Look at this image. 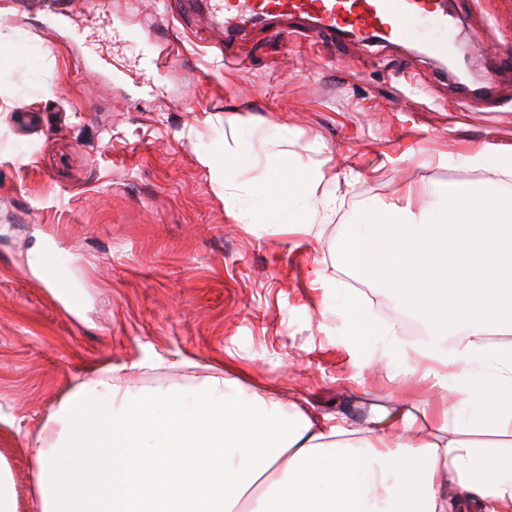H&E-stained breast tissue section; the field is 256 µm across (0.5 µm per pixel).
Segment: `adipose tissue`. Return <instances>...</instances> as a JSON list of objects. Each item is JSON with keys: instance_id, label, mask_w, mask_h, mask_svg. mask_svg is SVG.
Returning <instances> with one entry per match:
<instances>
[{"instance_id": "obj_1", "label": "adipose tissue", "mask_w": 512, "mask_h": 512, "mask_svg": "<svg viewBox=\"0 0 512 512\" xmlns=\"http://www.w3.org/2000/svg\"><path fill=\"white\" fill-rule=\"evenodd\" d=\"M321 179L314 169L274 174L234 219L289 213L296 187ZM413 201L405 188L379 220L351 225L334 259L423 322L418 354L444 395L388 396L358 425L281 390L229 394L221 375L135 393L101 364L29 450L40 512H512V449L478 441L512 435V345L486 340L512 334V202L490 180L420 212ZM339 307L353 352L383 336L401 355L399 322L373 325L354 291Z\"/></svg>"}]
</instances>
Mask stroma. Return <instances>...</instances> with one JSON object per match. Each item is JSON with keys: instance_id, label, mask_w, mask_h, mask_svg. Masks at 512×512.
Wrapping results in <instances>:
<instances>
[{"instance_id": "stroma-1", "label": "stroma", "mask_w": 512, "mask_h": 512, "mask_svg": "<svg viewBox=\"0 0 512 512\" xmlns=\"http://www.w3.org/2000/svg\"><path fill=\"white\" fill-rule=\"evenodd\" d=\"M477 72L512 50V0H454ZM41 13L0 0V455L17 512H37L27 449L71 383L101 363L125 367L134 391L190 389L211 368L241 371L246 390L275 386L321 413L365 418L364 401L432 391L416 356H388L376 337L353 358L337 312L355 288L376 323L398 313L388 289L332 259L346 225L412 186L483 180L512 192V176L475 168L482 150L512 149V69L490 96L469 95L433 58L383 40L333 44L295 20L224 22L179 0H115L111 63L96 67L83 8L45 31ZM150 52L154 73L143 72ZM284 126V153L231 131L222 115ZM238 185L224 197L199 158L224 152ZM324 174L295 199L309 221L323 193L336 214L320 236L284 233L278 217L240 224L271 171ZM68 263L66 291L46 285L42 255ZM164 360L143 372L137 362Z\"/></svg>"}]
</instances>
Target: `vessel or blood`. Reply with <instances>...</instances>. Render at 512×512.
<instances>
[{"instance_id":"vessel-or-blood-1","label":"vessel or blood","mask_w":512,"mask_h":512,"mask_svg":"<svg viewBox=\"0 0 512 512\" xmlns=\"http://www.w3.org/2000/svg\"><path fill=\"white\" fill-rule=\"evenodd\" d=\"M214 11L234 14L240 23L281 18L311 22L316 32L351 31L360 36L381 35L409 42L417 34L416 23L431 17L441 36L430 40L428 49L445 59L454 41L447 31L448 18L438 0H211Z\"/></svg>"}]
</instances>
